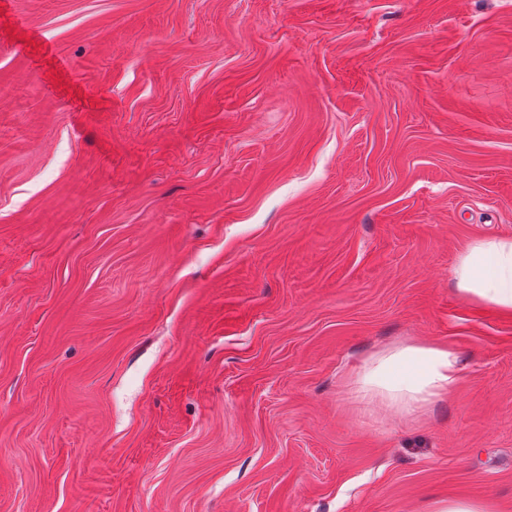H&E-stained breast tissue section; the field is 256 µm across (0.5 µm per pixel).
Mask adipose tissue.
<instances>
[{
    "mask_svg": "<svg viewBox=\"0 0 512 512\" xmlns=\"http://www.w3.org/2000/svg\"><path fill=\"white\" fill-rule=\"evenodd\" d=\"M454 277L469 299L512 313V239L475 242L455 266ZM349 378L360 401L411 414L455 390L460 363L453 347L415 342L356 363Z\"/></svg>",
    "mask_w": 512,
    "mask_h": 512,
    "instance_id": "obj_1",
    "label": "adipose tissue"
}]
</instances>
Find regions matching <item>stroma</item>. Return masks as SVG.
I'll list each match as a JSON object with an SVG mask.
<instances>
[{"label": "stroma", "instance_id": "35a3bbf8", "mask_svg": "<svg viewBox=\"0 0 512 512\" xmlns=\"http://www.w3.org/2000/svg\"><path fill=\"white\" fill-rule=\"evenodd\" d=\"M0 88V512H512V0H0ZM453 273L459 291L469 299L512 313V239L475 242ZM460 369L453 347L415 342L356 363L349 378L360 401L411 414L451 394L459 383ZM432 512H495L494 505L489 500L450 496L439 499Z\"/></svg>", "mask_w": 512, "mask_h": 512}]
</instances>
